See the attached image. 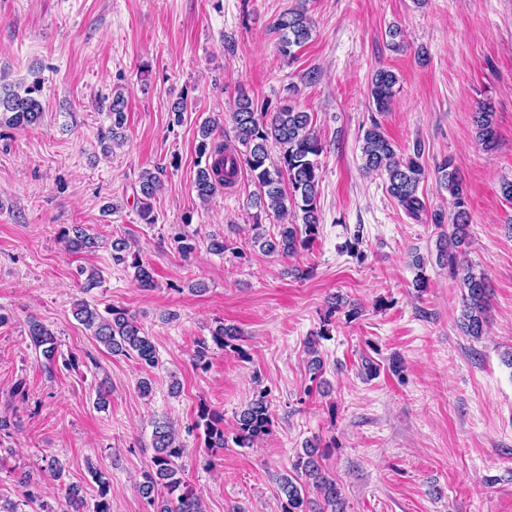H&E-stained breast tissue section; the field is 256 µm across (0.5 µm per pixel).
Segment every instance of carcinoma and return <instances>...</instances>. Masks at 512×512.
<instances>
[{
    "mask_svg": "<svg viewBox=\"0 0 512 512\" xmlns=\"http://www.w3.org/2000/svg\"><path fill=\"white\" fill-rule=\"evenodd\" d=\"M273 29L280 32L279 52L291 57L293 48L302 47L311 38L312 20L305 9L296 7L280 14ZM31 75L32 81L23 87L0 85V125L26 128L40 123L44 81L38 70L32 71ZM397 83V76L390 70L379 69L372 75L369 96L377 111L388 110ZM125 107L122 93L112 95L108 106L111 126L106 136L112 145L103 146L105 154L112 151V146L124 142L120 129L125 124ZM493 115L492 107L484 105L473 117L478 141L486 148L492 147L496 140ZM232 118L235 127L233 145L214 137L217 122L209 120L199 127L198 151L205 157V165L196 173L193 183L196 194L199 199L208 201L217 192L233 188L241 171L249 172L258 188L252 206L280 221L274 237L261 232V224H254V245L267 254L293 257L311 244L321 220L318 206L321 175L317 157L323 152V145L312 130L310 113L287 105L268 118L266 113L256 112L250 97L241 91L235 100ZM274 145L280 150L275 160L270 155ZM361 159L363 169L384 178L387 193L408 215L417 217L426 210L425 201L418 195L419 185L426 176L419 162L420 153L405 156L397 152L375 124L364 132ZM436 172L440 186L454 200L453 230L439 240L438 256L447 258L460 287L465 290L459 327L465 335L478 339L485 333L487 324L488 285L484 273L474 272L462 249L471 221L462 180L448 159L438 165ZM160 187L159 172L143 171L136 200L140 216L148 224L154 223L151 200ZM63 237L72 252H92L97 247V237L78 225L65 230ZM112 260L133 269L134 279L140 287H154L152 269L139 253L131 250L128 242L112 243ZM73 315L111 353L133 357L145 368L159 366L155 344L128 310L113 306L103 316L82 300L75 304ZM28 336L31 343L42 350L47 364H53L57 353L54 334L33 319L28 324ZM239 336L240 331L234 325L221 323L211 331L213 345L221 350L236 348ZM271 425L270 403L262 389L237 414L232 440L240 448H250L269 433ZM194 426L203 430L205 447L228 446L223 419L210 407H198ZM153 448L152 464L137 489L152 512H171L167 496L183 486L176 460L182 456L184 448L169 421L155 422ZM319 457L318 446L308 441L292 471L278 476L280 494L286 499L283 512H343L341 490L322 472ZM312 488L319 493L321 501L309 497ZM177 502V512H204L200 499L189 491L179 494Z\"/></svg>",
    "mask_w": 512,
    "mask_h": 512,
    "instance_id": "1",
    "label": "carcinoma"
}]
</instances>
